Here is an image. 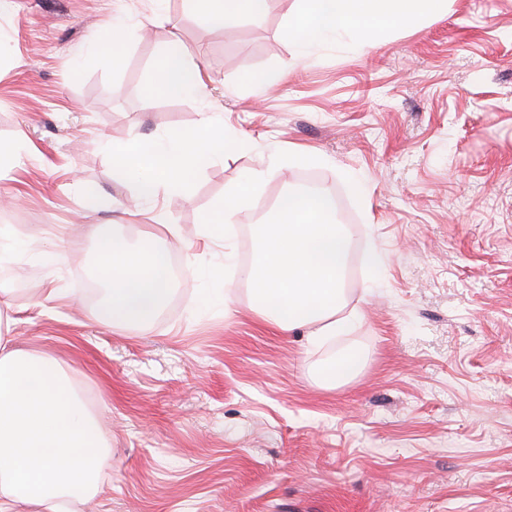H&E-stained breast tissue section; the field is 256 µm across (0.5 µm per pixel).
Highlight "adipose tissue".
I'll use <instances>...</instances> for the list:
<instances>
[{
  "label": "adipose tissue",
  "instance_id": "ef3b65f1",
  "mask_svg": "<svg viewBox=\"0 0 512 512\" xmlns=\"http://www.w3.org/2000/svg\"><path fill=\"white\" fill-rule=\"evenodd\" d=\"M204 24L221 29L240 16L261 20L270 0H191ZM288 27L302 56L336 36L371 40L390 27L432 13L439 0H307ZM152 95L176 94L204 100L207 88L178 40H171ZM118 180H133L137 199L151 200L189 187L201 159L224 154L219 121L204 114L198 129L170 130L144 143L133 140L110 149ZM273 174L255 170L229 188L204 216L203 237L222 234L248 208L252 192ZM266 225L260 257L241 271L261 320L283 332L304 330L310 344L342 335V273L351 240L335 224V209L320 192H289ZM99 272L106 283L100 314L113 323L138 327L153 321L173 288L167 250L138 249L123 237L99 232ZM98 413L81 398L70 374L51 356L13 349L0 330V512H68L72 502L96 494L108 464Z\"/></svg>",
  "mask_w": 512,
  "mask_h": 512
}]
</instances>
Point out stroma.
I'll return each mask as SVG.
<instances>
[{
  "instance_id": "35a3bbf8",
  "label": "stroma",
  "mask_w": 512,
  "mask_h": 512,
  "mask_svg": "<svg viewBox=\"0 0 512 512\" xmlns=\"http://www.w3.org/2000/svg\"><path fill=\"white\" fill-rule=\"evenodd\" d=\"M303 0L260 22L203 25L187 0H11L0 10V208L21 253L0 264L15 348L69 369L100 410L112 459L72 512H512V0H446L384 30L301 58L287 35ZM133 34L110 67L114 17ZM201 64L200 103L151 96L171 38ZM277 84L259 92L257 82ZM223 126L224 156L187 191L136 200L106 143ZM228 245L196 234L252 170ZM316 175L341 192L351 252L347 332L318 348L255 314L240 270L255 228ZM364 193H357L354 180ZM99 201L84 202V189ZM179 227L175 281L149 325L100 318L86 288L105 230L144 240L155 214ZM72 257L55 259L61 240ZM224 264L227 305L207 273ZM356 349L335 388L319 368Z\"/></svg>"
}]
</instances>
